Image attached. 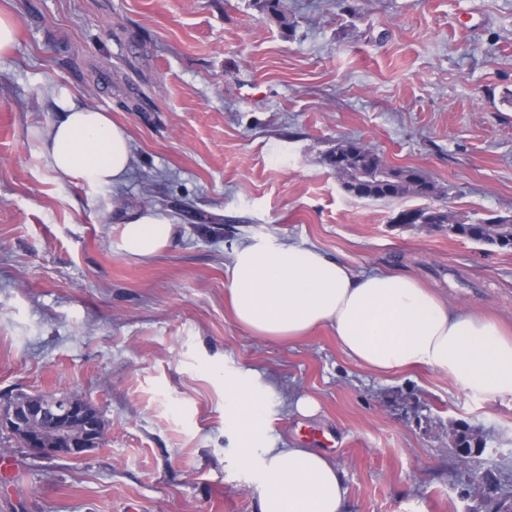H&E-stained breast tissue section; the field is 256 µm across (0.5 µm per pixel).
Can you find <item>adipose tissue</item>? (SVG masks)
Wrapping results in <instances>:
<instances>
[{"instance_id":"obj_1","label":"adipose tissue","mask_w":512,"mask_h":512,"mask_svg":"<svg viewBox=\"0 0 512 512\" xmlns=\"http://www.w3.org/2000/svg\"><path fill=\"white\" fill-rule=\"evenodd\" d=\"M41 99L56 120L29 138L61 182L119 188L132 169L127 129L99 108L46 82ZM176 239L172 221L149 209L126 212L121 247L149 258ZM237 323L254 336L290 340L329 326L344 353L379 373L426 366L447 373L486 401L512 397V335L495 320L450 306L412 277L356 272L320 250L285 241L237 246L227 270ZM229 422H242L247 449L229 467L253 470L258 512H344L347 488L335 460L313 448H282L264 419L266 388L257 371L224 379Z\"/></svg>"}]
</instances>
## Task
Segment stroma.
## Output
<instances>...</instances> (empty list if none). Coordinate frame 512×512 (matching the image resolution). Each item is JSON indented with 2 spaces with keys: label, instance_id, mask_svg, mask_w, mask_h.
<instances>
[{
  "label": "stroma",
  "instance_id": "obj_1",
  "mask_svg": "<svg viewBox=\"0 0 512 512\" xmlns=\"http://www.w3.org/2000/svg\"><path fill=\"white\" fill-rule=\"evenodd\" d=\"M0 0L17 44L0 64V399L71 392L108 423L80 461L33 457L0 431L15 472L0 512H256L252 474L228 471L238 430L224 375L258 370L281 445L335 442L346 512H493L512 496V397L488 402L445 372L381 375L329 327L261 340L226 301L241 243L290 241L356 271L407 274L450 304L512 326V249L394 216L417 199L355 197L325 161L356 140L442 188L470 223L512 215V0ZM111 112L132 141L119 190L54 179L28 128L56 114L46 82ZM178 228L147 259L121 249L115 209ZM315 397L303 417L289 403ZM486 450L461 463L452 433Z\"/></svg>",
  "mask_w": 512,
  "mask_h": 512
}]
</instances>
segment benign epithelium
<instances>
[{
  "label": "benign epithelium",
  "instance_id": "7a95c632",
  "mask_svg": "<svg viewBox=\"0 0 512 512\" xmlns=\"http://www.w3.org/2000/svg\"><path fill=\"white\" fill-rule=\"evenodd\" d=\"M32 396L41 401H23L17 394L0 408V429L17 436L32 455L78 460L102 446L106 424L90 401L69 393Z\"/></svg>",
  "mask_w": 512,
  "mask_h": 512
}]
</instances>
